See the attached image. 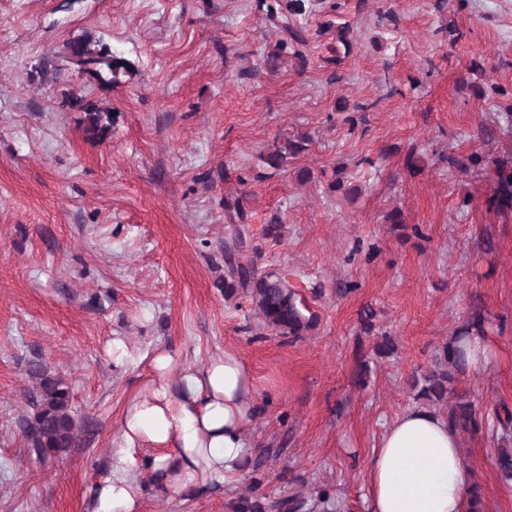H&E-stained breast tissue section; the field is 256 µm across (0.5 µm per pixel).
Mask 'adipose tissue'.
Here are the masks:
<instances>
[{
	"label": "adipose tissue",
	"instance_id": "obj_1",
	"mask_svg": "<svg viewBox=\"0 0 512 512\" xmlns=\"http://www.w3.org/2000/svg\"><path fill=\"white\" fill-rule=\"evenodd\" d=\"M162 349L122 414L123 448L96 486L91 512H141L139 475L168 491L225 483L248 459L244 430L255 411L253 379L236 355L173 377ZM371 512H467L475 483L447 418L423 406L398 416L366 474Z\"/></svg>",
	"mask_w": 512,
	"mask_h": 512
}]
</instances>
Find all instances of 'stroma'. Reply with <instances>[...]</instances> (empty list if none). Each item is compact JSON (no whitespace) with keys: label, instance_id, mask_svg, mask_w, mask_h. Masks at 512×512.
<instances>
[{"label":"stroma","instance_id":"obj_1","mask_svg":"<svg viewBox=\"0 0 512 512\" xmlns=\"http://www.w3.org/2000/svg\"><path fill=\"white\" fill-rule=\"evenodd\" d=\"M83 37L131 75L90 80L65 50ZM77 98L111 112L106 137ZM510 159L512 0H0V512H86L158 348L179 371L236 354L256 412L241 476L177 493L143 478L142 512H232L254 477L311 512H369L385 427L477 311L497 356L454 383L483 418L460 448L486 512H512L493 414L512 407V206L494 173ZM241 195L243 225L224 209ZM228 243L287 277L308 331L276 335L225 298ZM36 365L80 426L43 460L24 436ZM303 149L300 142L288 140L282 145L274 144L271 151H269L264 158L265 164L274 170H279L285 166L288 159L295 156Z\"/></svg>","mask_w":512,"mask_h":512}]
</instances>
